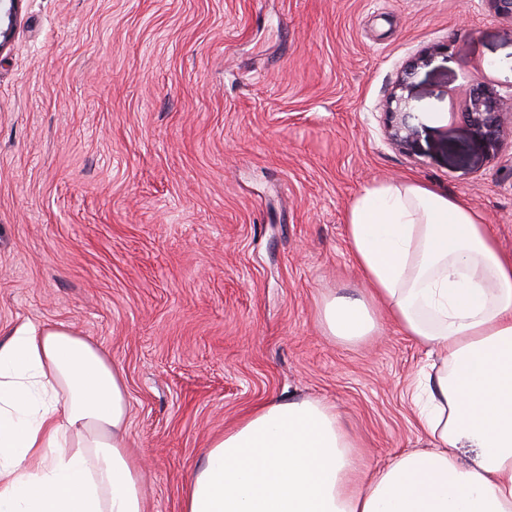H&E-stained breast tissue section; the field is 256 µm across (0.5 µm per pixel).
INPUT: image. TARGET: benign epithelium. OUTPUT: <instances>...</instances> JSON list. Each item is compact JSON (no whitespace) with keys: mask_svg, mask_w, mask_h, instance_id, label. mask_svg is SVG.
<instances>
[{"mask_svg":"<svg viewBox=\"0 0 512 512\" xmlns=\"http://www.w3.org/2000/svg\"><path fill=\"white\" fill-rule=\"evenodd\" d=\"M18 3L19 0H0V14L8 19L7 26L0 27V50L12 40ZM431 57L432 54L428 53L408 64L386 100L385 137L390 144L402 150L413 149L420 137L423 123L412 104L413 78ZM501 101L502 95L494 85L472 82L466 93L464 112L460 113L473 134L491 152L497 151L505 130L512 128V113L503 110Z\"/></svg>","mask_w":512,"mask_h":512,"instance_id":"1","label":"benign epithelium"}]
</instances>
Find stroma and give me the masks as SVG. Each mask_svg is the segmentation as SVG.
Masks as SVG:
<instances>
[{
	"label": "stroma",
	"mask_w": 512,
	"mask_h": 512,
	"mask_svg": "<svg viewBox=\"0 0 512 512\" xmlns=\"http://www.w3.org/2000/svg\"><path fill=\"white\" fill-rule=\"evenodd\" d=\"M425 127L383 137L403 68ZM494 69H487L488 61ZM512 86L485 0H21L0 51V332L62 324L123 371L144 512H182L208 441L288 396L333 404L363 466L422 448L424 348L360 342L320 309L365 292L352 199L412 178L485 217L512 257V138L459 118ZM502 98L493 84L472 82L466 93L464 112H460L473 134L492 153L497 151L505 130L512 128V111L503 110Z\"/></svg>",
	"instance_id": "35a3bbf8"
}]
</instances>
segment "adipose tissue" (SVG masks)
<instances>
[{
  "label": "adipose tissue",
  "mask_w": 512,
  "mask_h": 512,
  "mask_svg": "<svg viewBox=\"0 0 512 512\" xmlns=\"http://www.w3.org/2000/svg\"><path fill=\"white\" fill-rule=\"evenodd\" d=\"M346 235L365 295L322 307L357 341L384 307L437 354L410 401L427 448L363 472L334 405H260L208 445L183 512H512V259L482 215L413 180L355 197ZM472 448L461 463L457 451ZM122 373L63 325L20 322L0 343V512H144Z\"/></svg>",
  "instance_id": "ef3b65f1"
}]
</instances>
